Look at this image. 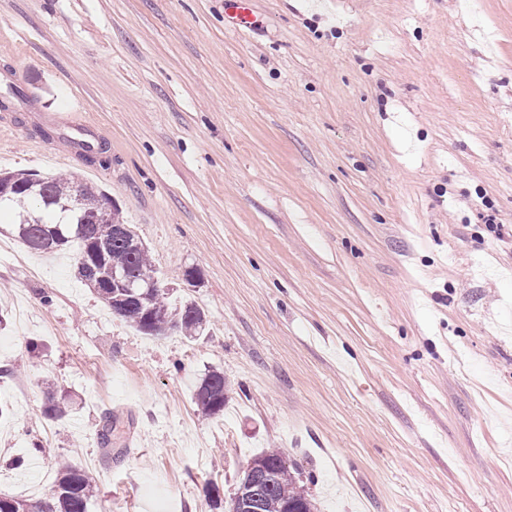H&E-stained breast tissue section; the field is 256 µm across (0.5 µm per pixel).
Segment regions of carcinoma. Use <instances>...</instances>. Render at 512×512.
<instances>
[{"instance_id":"cac0c4a2","label":"carcinoma","mask_w":512,"mask_h":512,"mask_svg":"<svg viewBox=\"0 0 512 512\" xmlns=\"http://www.w3.org/2000/svg\"><path fill=\"white\" fill-rule=\"evenodd\" d=\"M107 195L96 187L73 176H40L25 171L0 173V213L13 215L12 228L26 248L39 253H55L77 244V258L89 248L102 250L103 265L84 264L78 277L113 315L129 323L139 332L164 336L178 331L193 336L205 329V312L194 302L178 308L170 303V289L153 288L149 302L143 306L129 295L118 301L102 278L112 269L134 276L151 271L153 265L145 244L131 246L137 237L131 225L124 223L117 209L101 217V203ZM202 414L214 416L224 411L227 381L224 373L213 370L205 375L195 393ZM43 414L60 420L67 415V405L57 398L53 389L45 392ZM255 459L265 462L270 473L254 477L256 512H285L291 505L294 512H317L311 500L301 492L294 471L287 466L281 452L270 450ZM96 486L82 468L65 464L49 493L37 501H28L0 492V512H90Z\"/></svg>"}]
</instances>
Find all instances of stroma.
<instances>
[{"label": "stroma", "mask_w": 512, "mask_h": 512, "mask_svg": "<svg viewBox=\"0 0 512 512\" xmlns=\"http://www.w3.org/2000/svg\"><path fill=\"white\" fill-rule=\"evenodd\" d=\"M250 9L0 0V95L35 92L0 109V170L105 190L209 320L146 336L74 251L0 252V367L26 369L0 377V492L66 462L91 512H229L276 448L318 512H512V0ZM67 115L99 154L60 153ZM227 381L224 373L213 370L205 375L195 393L197 406L205 416H214L224 411L227 400Z\"/></svg>", "instance_id": "35a3bbf8"}]
</instances>
